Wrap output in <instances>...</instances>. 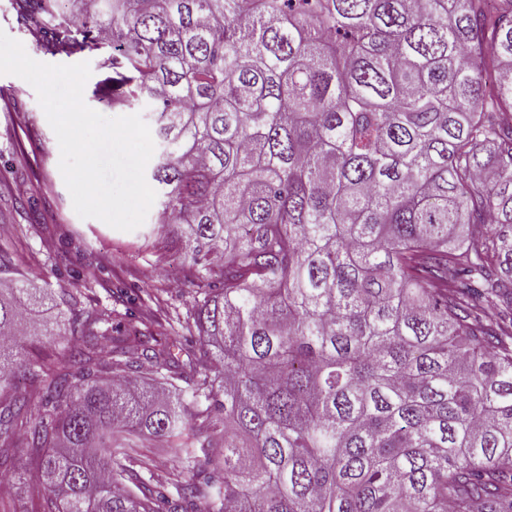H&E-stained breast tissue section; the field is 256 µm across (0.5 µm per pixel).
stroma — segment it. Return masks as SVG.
<instances>
[{
	"label": "stroma",
	"mask_w": 512,
	"mask_h": 512,
	"mask_svg": "<svg viewBox=\"0 0 512 512\" xmlns=\"http://www.w3.org/2000/svg\"><path fill=\"white\" fill-rule=\"evenodd\" d=\"M0 89L17 98L0 110V265L19 270L31 288L83 290L84 311L133 310L164 323L184 307L191 290L179 257L157 266L151 251L134 252L157 219L149 210L139 230L120 231L79 217L59 169L60 148L33 87L0 75ZM149 472L169 482L187 481L166 443L148 442Z\"/></svg>",
	"instance_id": "35a3bbf8"
}]
</instances>
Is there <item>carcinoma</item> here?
<instances>
[{
    "label": "carcinoma",
    "mask_w": 512,
    "mask_h": 512,
    "mask_svg": "<svg viewBox=\"0 0 512 512\" xmlns=\"http://www.w3.org/2000/svg\"><path fill=\"white\" fill-rule=\"evenodd\" d=\"M14 8L150 114L193 292L181 360L0 281V391L44 382L0 462L25 430L42 512H512V0ZM149 440L191 480L144 477Z\"/></svg>",
    "instance_id": "carcinoma-1"
}]
</instances>
